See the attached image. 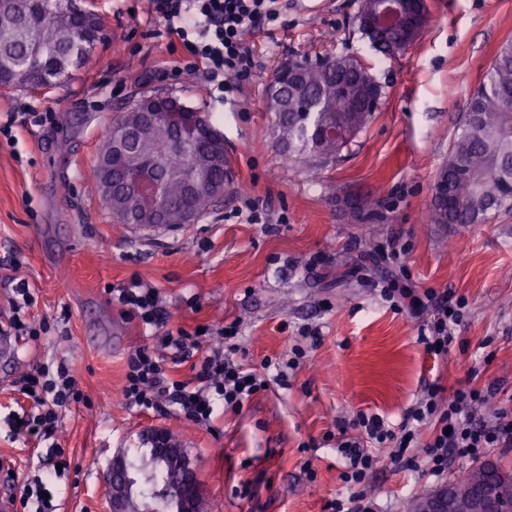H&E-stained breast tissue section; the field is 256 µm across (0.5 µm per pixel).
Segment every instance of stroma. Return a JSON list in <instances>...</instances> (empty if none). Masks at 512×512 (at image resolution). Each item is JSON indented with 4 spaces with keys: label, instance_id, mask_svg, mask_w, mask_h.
Segmentation results:
<instances>
[{
    "label": "stroma",
    "instance_id": "35a3bbf8",
    "mask_svg": "<svg viewBox=\"0 0 512 512\" xmlns=\"http://www.w3.org/2000/svg\"><path fill=\"white\" fill-rule=\"evenodd\" d=\"M108 37L62 84L0 90V124L14 112H52L55 124L0 142V319L24 280L35 318L51 331L0 361V493L19 498L37 457L13 438L9 413L27 406L22 374L56 357L86 396L63 409L59 438L71 465L43 474L57 512H109L103 473L116 450L136 457L144 432L168 429L196 466L205 512H330L343 498L342 465L325 436L356 411L399 423L424 381L447 390L493 387L512 412V210L463 228L430 224L448 147L470 96L500 46L512 40V0H427L429 23L407 51L373 49L355 20L360 0H288L278 22L251 40L254 65L219 94L197 73L170 74L165 23L149 0H92ZM353 57L382 89L371 121L327 161L292 156L267 107L277 63ZM163 93L211 115L234 160L224 199L171 235L143 238L114 224L94 179L108 126L144 94ZM263 202L265 224L239 217L244 198ZM398 236L412 250V282L466 297L471 312L447 358L428 355L417 322L369 287L385 270L365 255ZM320 258L308 270L311 258ZM139 277L156 288L174 325L237 323L240 356L258 367L300 343L322 340L287 386L271 385L240 413L197 424L114 400L126 356L152 337L113 304L109 288ZM425 470L379 467L368 493L381 512H407L443 487Z\"/></svg>",
    "mask_w": 512,
    "mask_h": 512
}]
</instances>
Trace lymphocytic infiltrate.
Wrapping results in <instances>:
<instances>
[{
  "label": "lymphocytic infiltrate",
  "mask_w": 512,
  "mask_h": 512,
  "mask_svg": "<svg viewBox=\"0 0 512 512\" xmlns=\"http://www.w3.org/2000/svg\"><path fill=\"white\" fill-rule=\"evenodd\" d=\"M153 13L163 19L170 36L181 41L193 60L174 67V74L198 72L217 91L228 89L248 73L253 51L248 38L278 20L277 0H150ZM382 300L393 310L419 318V341L427 354L447 356L458 340L457 332L467 320L470 305L465 297L435 288H414L408 279L373 282ZM112 301L121 313L143 327L155 329L153 343L138 346L126 357V373L119 390L124 405L140 411L175 412L186 419L210 421L216 405L241 411L271 384L287 385L290 373L304 362L305 350L293 346L285 359L264 362L262 369L239 362L238 327L201 332L168 325L156 289L139 278L112 289ZM36 302L29 284L18 282L10 296L8 332L30 342L50 331L48 320H35ZM190 363V380L172 379L171 365ZM17 390L28 393V410L12 415L11 430L38 444L42 470H55L66 463L57 433L60 411L82 402L84 394L73 368L66 361L44 362L19 377ZM489 389L464 385L445 391L438 382L424 386L423 394L398 427H391L377 414L356 412L337 426L336 454L342 462L341 478L349 489L347 498L331 503L332 512H377L367 494L373 473L381 465L396 469L426 468L431 474L447 473L454 458L477 459L495 448L512 447V417L499 412L489 420L477 418L476 408L494 401Z\"/></svg>",
  "instance_id": "1"
}]
</instances>
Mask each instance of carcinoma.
Instances as JSON below:
<instances>
[{
    "instance_id": "carcinoma-1",
    "label": "carcinoma",
    "mask_w": 512,
    "mask_h": 512,
    "mask_svg": "<svg viewBox=\"0 0 512 512\" xmlns=\"http://www.w3.org/2000/svg\"><path fill=\"white\" fill-rule=\"evenodd\" d=\"M4 2L11 15L7 22L0 21V71L10 74L8 86L27 88L36 82L49 86L54 80L62 81L72 65L89 60L87 51L73 55V46L83 34H88L90 47L103 40V27L95 23L84 27L56 0ZM364 35L384 55L394 54V45L401 53L409 48L396 33L366 31ZM351 66L341 70L334 59L313 62L305 57L277 67L267 94L268 109L288 153L333 157L369 122L380 104V89L375 83L363 89L357 75L363 65L353 59ZM148 100L142 97L112 122L100 140L98 156L114 160L113 195L118 199L127 194L129 176L148 163L160 165L166 172L164 223L188 224L190 218L198 219L217 206L218 188L232 183L224 136L208 117L205 140L183 151L173 150L172 132L164 121L142 125L140 112ZM465 112L440 172L448 178L454 204L443 208L431 203V224H482L489 213L512 209V42L501 46ZM504 476L512 477V467L485 461L467 466L448 484L475 486L495 496ZM167 480L168 474L158 467L145 488L159 512L166 510L158 492Z\"/></svg>"
}]
</instances>
